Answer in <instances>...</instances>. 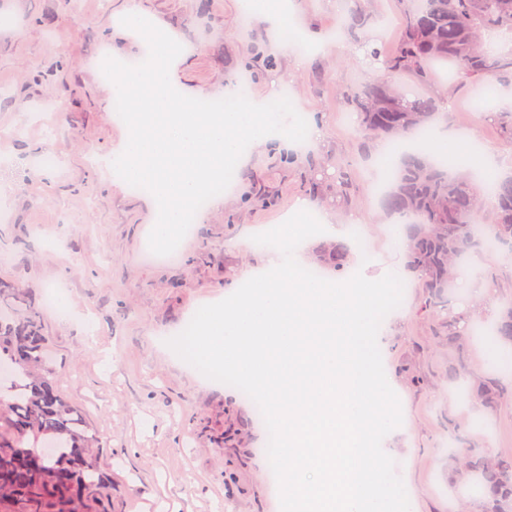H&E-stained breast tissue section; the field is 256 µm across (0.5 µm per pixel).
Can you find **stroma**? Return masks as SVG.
Wrapping results in <instances>:
<instances>
[{
	"mask_svg": "<svg viewBox=\"0 0 512 512\" xmlns=\"http://www.w3.org/2000/svg\"><path fill=\"white\" fill-rule=\"evenodd\" d=\"M138 6L172 33L182 51L170 67L180 93L220 98L241 76L261 104L285 80L290 101L319 139H271L247 152L231 187L211 200L174 261L150 260V197L135 194L112 162L127 133L100 75L103 55L140 61L139 36L120 20ZM300 47L244 0H0V161L13 175L0 203V280L42 303L62 291L66 314L43 310L50 367L64 397L85 415L112 497L92 512H281L267 465L268 430L237 388L188 367L167 345L199 307L218 302L261 271L255 234L290 218L299 201L331 208L347 225L349 273L370 280L397 271L401 305L381 324L386 378L402 425L382 442L405 485L411 512H480L471 497L449 499L448 420L462 411L448 389L456 364L414 314L423 290L395 246L376 190V143L354 128L346 88L377 72L356 45L337 40L336 10L325 0H291ZM448 134L479 142V160L512 172V140L500 112H512V82L495 86L496 111L479 113L470 88L453 86ZM57 166H43L46 154ZM354 184L349 203L331 187L340 172ZM493 304L512 297V254L475 259Z\"/></svg>",
	"mask_w": 512,
	"mask_h": 512,
	"instance_id": "stroma-1",
	"label": "stroma"
}]
</instances>
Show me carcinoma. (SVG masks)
<instances>
[{
  "instance_id": "1",
  "label": "carcinoma",
  "mask_w": 512,
  "mask_h": 512,
  "mask_svg": "<svg viewBox=\"0 0 512 512\" xmlns=\"http://www.w3.org/2000/svg\"><path fill=\"white\" fill-rule=\"evenodd\" d=\"M373 22L372 14L353 10L339 17L338 39L367 41ZM501 31L512 32V0H422L407 10L398 47L385 60L394 78L365 81L345 94L347 107L357 114L358 131L392 146L436 135L438 112L429 91L437 70L454 66V83L473 88L481 98L486 81L512 75V53L495 54L485 44L484 37ZM396 157L384 170L381 204L401 219L406 267L422 276L426 293L420 311L433 336L451 353L469 352L476 337L487 342L489 352L512 348V298L490 323L476 307L464 312L451 307L471 254L512 248V177L497 182L495 204L485 211L480 177L459 158L423 147L401 150ZM315 259L316 268L341 272L348 247L322 244ZM49 360L40 309L26 292L0 281V364L8 363L27 378L16 386L13 399L0 398V418L16 435L14 442L0 440V492L32 512L47 503L56 506L54 512H70L76 500L111 497L112 486L100 478L94 438L79 410L61 394ZM448 380L457 385L459 402L473 413L470 441L452 455L448 486L457 495L480 493L482 512H512V456L475 446L487 440L478 414L496 410L512 388L492 371L479 373L466 363L449 368ZM26 439L32 446H24Z\"/></svg>"
}]
</instances>
